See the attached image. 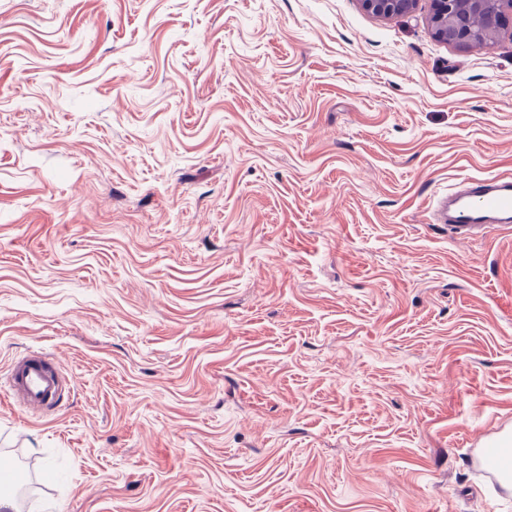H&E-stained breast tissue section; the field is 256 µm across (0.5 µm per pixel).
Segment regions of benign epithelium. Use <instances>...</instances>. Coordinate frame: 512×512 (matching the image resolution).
<instances>
[{
	"label": "benign epithelium",
	"mask_w": 512,
	"mask_h": 512,
	"mask_svg": "<svg viewBox=\"0 0 512 512\" xmlns=\"http://www.w3.org/2000/svg\"><path fill=\"white\" fill-rule=\"evenodd\" d=\"M418 0H360L362 8L381 18L410 14ZM512 16V0H431L430 22L435 35L449 42L485 40L503 30Z\"/></svg>",
	"instance_id": "7a95c632"
}]
</instances>
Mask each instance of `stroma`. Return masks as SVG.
Instances as JSON below:
<instances>
[{"mask_svg":"<svg viewBox=\"0 0 512 512\" xmlns=\"http://www.w3.org/2000/svg\"><path fill=\"white\" fill-rule=\"evenodd\" d=\"M430 0H0V395L18 512H512V28ZM418 0H360L362 8L381 18H394L410 14ZM430 22L435 35L449 42L470 43L477 37L489 40L506 26L512 16V0H431ZM473 18H482L478 32ZM440 222L453 234L464 236L489 224L508 230L512 223V175L468 179L463 186L438 198ZM71 384L58 362L41 351H31L9 364L6 390L25 414L53 411Z\"/></svg>","mask_w":512,"mask_h":512,"instance_id":"1","label":"stroma"}]
</instances>
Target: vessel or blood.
<instances>
[{
    "label": "vessel or blood",
    "instance_id": "vessel-or-blood-1",
    "mask_svg": "<svg viewBox=\"0 0 512 512\" xmlns=\"http://www.w3.org/2000/svg\"><path fill=\"white\" fill-rule=\"evenodd\" d=\"M437 211L441 223L460 237L490 224L510 228L512 175L470 178L439 198ZM69 384L58 362L32 351L10 362L6 390L21 412L44 415L57 407Z\"/></svg>",
    "mask_w": 512,
    "mask_h": 512
}]
</instances>
